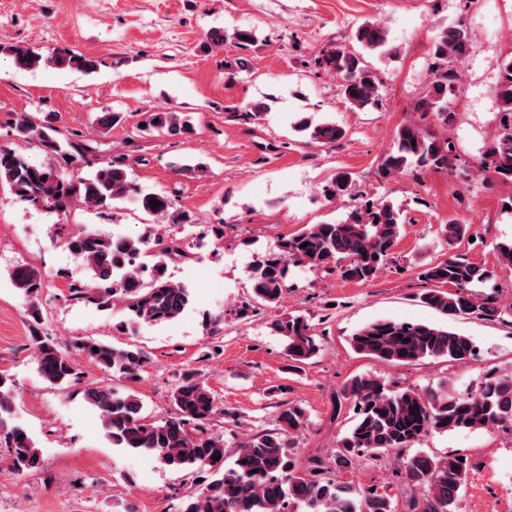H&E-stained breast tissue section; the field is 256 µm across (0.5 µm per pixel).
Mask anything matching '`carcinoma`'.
<instances>
[{
    "instance_id": "obj_1",
    "label": "carcinoma",
    "mask_w": 512,
    "mask_h": 512,
    "mask_svg": "<svg viewBox=\"0 0 512 512\" xmlns=\"http://www.w3.org/2000/svg\"><path fill=\"white\" fill-rule=\"evenodd\" d=\"M251 30L236 29L212 39L218 47L230 42L246 49L255 43ZM472 35L463 25L441 28L429 47L428 83L414 101L413 111L433 112L443 127L456 120L455 98L458 74L453 60L466 55ZM0 53L13 57L23 69L51 66L92 73L93 58L63 51L44 55L19 44L0 43ZM398 49L379 22L364 21L354 32L352 43H333L323 49L316 64L341 80V93L352 110L378 104L380 70L368 57L392 59ZM498 101V123L492 142L480 161V168L502 182L512 183V55L500 67L494 89ZM125 119L123 112H105L97 119L105 133ZM48 113L39 121L28 112H16L11 132L15 147L0 146V182L7 183L20 200L41 205L69 223L74 209L117 208L133 191L129 164L124 155L100 156L96 140L55 126ZM144 126L170 135H189L194 126L180 112L159 109L145 113ZM292 129L301 143L321 147L341 140L345 129L334 123H315L297 118ZM36 146L45 157L39 165L24 159L18 148ZM92 172L79 176L75 167ZM422 167L452 171L455 155L448 138L429 132L416 122L401 125L391 149L379 160L377 172L384 179L411 175ZM352 177L340 172L322 186V195L333 201L351 194ZM135 192V191H133ZM139 210L158 224H193L186 211L174 208L172 196L164 191L135 192ZM160 205L151 207L150 200ZM403 211L382 199L356 207L340 222L311 224L282 238L276 250L258 257L247 276L254 299L279 306L287 286L288 264L313 271H337L345 280L370 283L378 277L397 244L403 228ZM468 225L455 220L443 225V237L452 244L466 235ZM68 249L84 262L88 282L70 289L76 300L108 311L120 304L131 321L157 325L180 318L191 304L184 285L173 282L168 263L175 257H189L176 238L115 236L103 229L83 230L67 241ZM421 276L436 284L419 296L420 303L454 318L472 316L495 321L512 319V303L503 305L490 297L463 289L488 282L492 273L463 258L449 254L425 265ZM13 286L28 300L29 341L39 376L52 386H64L77 377L76 357L125 380L140 377L146 356L138 348L116 349L93 338L76 340L69 352L42 329L44 313L39 296L45 277L28 265L16 266ZM448 289H443V286ZM272 329L284 341L288 358L303 364L316 357L321 343L308 319L301 314H282ZM351 348L388 364L408 365L426 358H446L463 363L473 355L470 338L442 326L423 322L378 320L359 328L350 337ZM98 351H93V348ZM14 385L0 375V444L10 448L9 470L35 471L43 465L37 441L23 426L10 422ZM84 401L101 420L105 437L117 448L158 457L176 469H191L208 480L200 492L188 493L181 512H294L302 505L308 512H395L394 498L375 487H360L328 476L329 470L351 469L361 457L375 459L394 454L404 467L406 483L418 494L406 503V512H456V505L470 471L469 457H444L412 452L426 433L463 430H498L512 427V367L488 371L479 385L458 392L446 385L390 390L373 376H355L337 394V406L353 408L355 422L338 441L336 454L326 459L309 456L299 461L295 438L307 424L304 408L290 402L278 404L272 429L246 435L234 451L226 448L224 437L208 432L220 410L212 389L198 372L186 371L170 394L173 411L160 422L146 420L139 398L130 393L117 396L108 385L91 386ZM231 466H224L227 455Z\"/></svg>"
}]
</instances>
